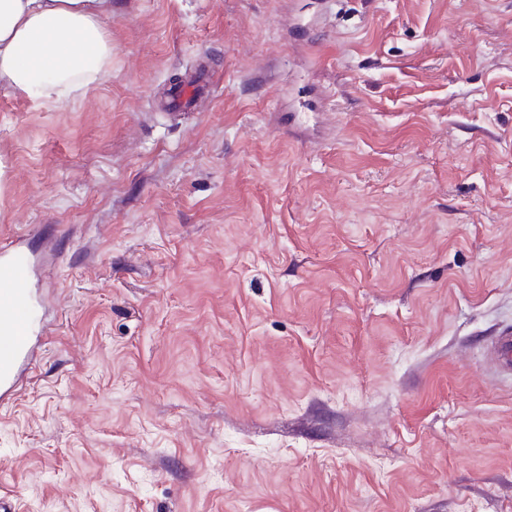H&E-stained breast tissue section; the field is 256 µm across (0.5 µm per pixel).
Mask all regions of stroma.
Returning <instances> with one entry per match:
<instances>
[{
  "mask_svg": "<svg viewBox=\"0 0 512 512\" xmlns=\"http://www.w3.org/2000/svg\"><path fill=\"white\" fill-rule=\"evenodd\" d=\"M69 109L0 86L47 332L15 512H512V0H112ZM214 94L164 107L174 78Z\"/></svg>",
  "mask_w": 512,
  "mask_h": 512,
  "instance_id": "stroma-1",
  "label": "stroma"
}]
</instances>
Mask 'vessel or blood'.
<instances>
[{
  "label": "vessel or blood",
  "mask_w": 512,
  "mask_h": 512,
  "mask_svg": "<svg viewBox=\"0 0 512 512\" xmlns=\"http://www.w3.org/2000/svg\"><path fill=\"white\" fill-rule=\"evenodd\" d=\"M32 278L27 255L13 242L0 243V400L16 392L37 343Z\"/></svg>",
  "instance_id": "1"
}]
</instances>
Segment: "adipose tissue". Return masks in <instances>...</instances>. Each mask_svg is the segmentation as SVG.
Listing matches in <instances>:
<instances>
[{"instance_id": "adipose-tissue-1", "label": "adipose tissue", "mask_w": 512, "mask_h": 512, "mask_svg": "<svg viewBox=\"0 0 512 512\" xmlns=\"http://www.w3.org/2000/svg\"><path fill=\"white\" fill-rule=\"evenodd\" d=\"M112 0H0V83L67 109L112 71Z\"/></svg>"}]
</instances>
